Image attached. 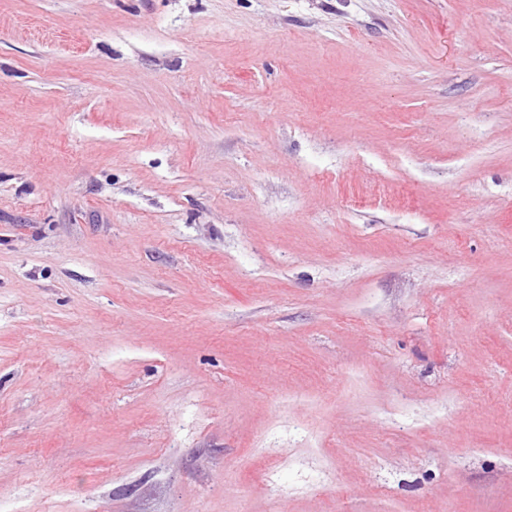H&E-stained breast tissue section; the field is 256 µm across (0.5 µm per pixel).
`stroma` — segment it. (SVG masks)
I'll list each match as a JSON object with an SVG mask.
<instances>
[{"label":"stroma","instance_id":"35a3bbf8","mask_svg":"<svg viewBox=\"0 0 512 512\" xmlns=\"http://www.w3.org/2000/svg\"><path fill=\"white\" fill-rule=\"evenodd\" d=\"M0 512H512V0H0Z\"/></svg>","mask_w":512,"mask_h":512}]
</instances>
